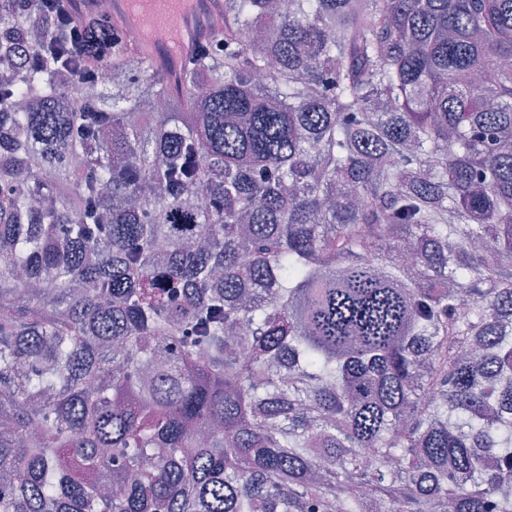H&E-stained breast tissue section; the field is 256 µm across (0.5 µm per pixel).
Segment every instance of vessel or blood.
Instances as JSON below:
<instances>
[{
  "mask_svg": "<svg viewBox=\"0 0 512 512\" xmlns=\"http://www.w3.org/2000/svg\"><path fill=\"white\" fill-rule=\"evenodd\" d=\"M112 13L126 25L149 21L164 29L168 38L159 42L149 37L145 49L163 69H178L198 40L219 26L223 0H112Z\"/></svg>",
  "mask_w": 512,
  "mask_h": 512,
  "instance_id": "vessel-or-blood-1",
  "label": "vessel or blood"
}]
</instances>
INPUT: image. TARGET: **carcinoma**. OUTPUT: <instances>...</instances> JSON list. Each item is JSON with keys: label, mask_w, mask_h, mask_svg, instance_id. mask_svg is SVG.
Returning <instances> with one entry per match:
<instances>
[{"label": "carcinoma", "mask_w": 512, "mask_h": 512, "mask_svg": "<svg viewBox=\"0 0 512 512\" xmlns=\"http://www.w3.org/2000/svg\"><path fill=\"white\" fill-rule=\"evenodd\" d=\"M78 31L0 0V512H512V0ZM49 38L60 47V58L66 57L63 62L70 65L80 78L87 80L96 77L102 64L99 62L90 63L81 57L76 45V40L78 39L76 32L73 33V30H71L70 40L65 42L61 39L60 33L56 29H51Z\"/></svg>", "instance_id": "carcinoma-1"}]
</instances>
